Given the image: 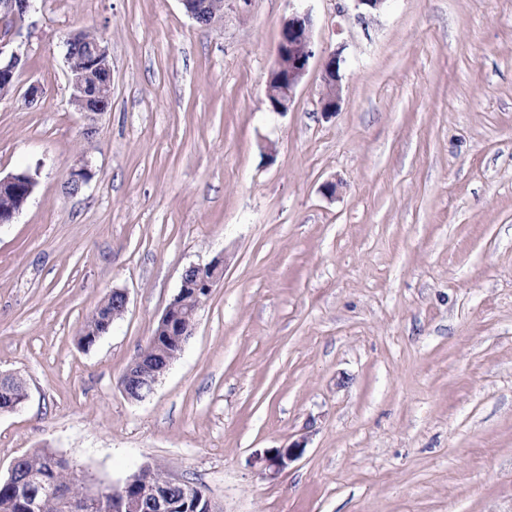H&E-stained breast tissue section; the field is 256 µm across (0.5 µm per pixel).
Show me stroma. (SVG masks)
Returning <instances> with one entry per match:
<instances>
[{
	"mask_svg": "<svg viewBox=\"0 0 512 512\" xmlns=\"http://www.w3.org/2000/svg\"><path fill=\"white\" fill-rule=\"evenodd\" d=\"M295 6L203 26L181 0H38L10 25L26 63L0 98V173L37 185L0 226V374L28 392L0 414V479L46 449L82 485L148 465L217 512H512V0H304L317 51L343 58L330 118L316 59L268 108ZM79 28L112 61L89 140ZM217 255L181 355L127 398L184 270ZM115 288L124 315L82 346ZM301 438L264 477L258 456Z\"/></svg>",
	"mask_w": 512,
	"mask_h": 512,
	"instance_id": "35a3bbf8",
	"label": "stroma"
}]
</instances>
